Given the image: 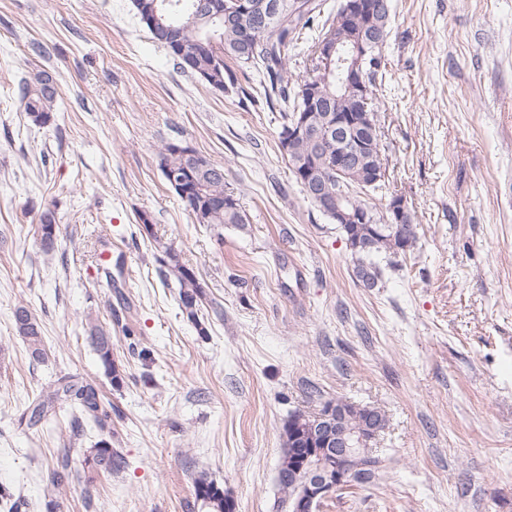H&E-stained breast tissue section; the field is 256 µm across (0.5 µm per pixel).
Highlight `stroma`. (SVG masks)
I'll return each instance as SVG.
<instances>
[{
	"mask_svg": "<svg viewBox=\"0 0 512 512\" xmlns=\"http://www.w3.org/2000/svg\"><path fill=\"white\" fill-rule=\"evenodd\" d=\"M389 4L377 119L418 240L367 288L295 183L279 113L244 100L262 93L256 72L228 91L180 73L132 0H0V512H208L202 473L236 512H288L284 424L332 398L388 422L373 480L320 512H512V0ZM38 69L60 88L43 127L18 100ZM179 141L223 164L247 224L193 222L159 167ZM49 211L46 251L33 228ZM160 242L204 286L197 320L160 273ZM108 268L122 271L112 289ZM21 303L46 362L14 328ZM63 376L103 391L111 432L73 431L63 400L23 421ZM105 438L125 464L97 473L86 458ZM64 453L75 477L56 487ZM15 328L18 335L25 341L30 357L38 362L46 360L42 326L37 315L27 306L21 305L13 312ZM90 339L97 351L101 361L106 366L111 375L113 385H119L121 377L112 363V341L111 336L100 326L93 325L90 327Z\"/></svg>",
	"mask_w": 512,
	"mask_h": 512,
	"instance_id": "obj_1",
	"label": "stroma"
}]
</instances>
